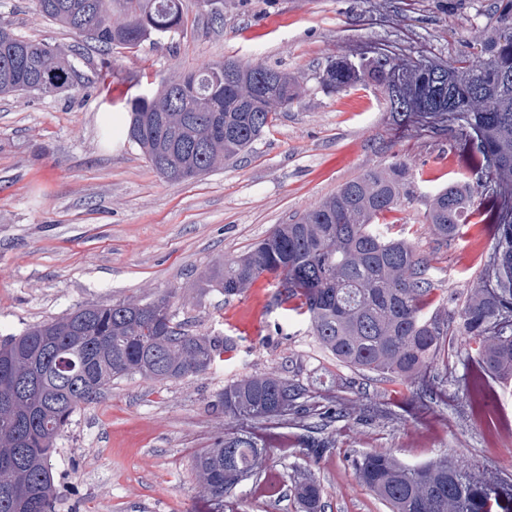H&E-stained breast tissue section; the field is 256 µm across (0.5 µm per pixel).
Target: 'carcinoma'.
Wrapping results in <instances>:
<instances>
[{"label": "carcinoma", "mask_w": 512, "mask_h": 512, "mask_svg": "<svg viewBox=\"0 0 512 512\" xmlns=\"http://www.w3.org/2000/svg\"><path fill=\"white\" fill-rule=\"evenodd\" d=\"M41 15L97 45L100 66L154 36L184 31L183 0H37ZM477 56L451 63L405 65L398 91L415 112L448 114L474 130L482 161L499 172L492 194L512 198V0H495L477 40ZM394 65L387 55L355 64L341 57L323 69L330 93L369 80L380 88ZM87 88L60 49L0 27V96H54ZM300 94L296 79L261 63L225 60L166 81L153 95L127 102L128 137L164 178H197L252 149ZM405 192V168L394 162L345 182L336 194L289 224H278L247 253L208 275L226 298L263 275L278 281L280 306L298 303L313 336L336 361L358 370L414 379L435 362L448 321L429 314L427 263L407 241L386 237L380 221ZM483 192L448 185L427 213L437 239L455 242L479 212ZM494 252L480 283L457 309L458 329L472 344L480 374L512 379V208L495 220ZM232 346L196 336L175 321L171 293L149 303L85 306L26 327L0 341V512H55L51 458L72 417L121 378L172 381L204 374ZM298 387L285 375H257L224 386L212 407L234 419L307 430L310 418L336 416L313 404L297 410ZM265 447L256 433L222 436L195 456L213 497L249 480ZM359 481L389 512L509 510L512 491L448 456L411 466L390 454H367ZM294 492L303 512H318L321 487L303 478Z\"/></svg>", "instance_id": "1"}]
</instances>
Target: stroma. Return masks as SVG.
Segmentation results:
<instances>
[{"label":"stroma","instance_id":"obj_1","mask_svg":"<svg viewBox=\"0 0 512 512\" xmlns=\"http://www.w3.org/2000/svg\"><path fill=\"white\" fill-rule=\"evenodd\" d=\"M184 2L180 35L115 55L106 70L95 44L45 19L36 0H0V26L62 49L88 81L79 97H0V338L78 307L146 303L170 290L176 321L236 346L204 375L114 381L76 413L52 458L56 512H302L293 487L305 474L322 487L321 512H388L355 473L369 453L416 465L445 452L512 480V380L486 379L493 398L477 412L463 365L469 346L454 319L493 252L494 226L471 216L446 246L426 220L440 188L490 187L497 172L469 168L476 135L457 121L411 112L396 122L374 83L337 93L320 84L339 56L451 62L472 54L492 0ZM215 8L224 16L218 27L208 22ZM227 58L288 71L301 87L244 158L169 181L126 129L104 142L102 113ZM396 161L406 166L409 193L385 222L427 260L431 310L448 321L437 361L420 379L338 363L303 317L275 306L272 278L229 299L209 285L219 261ZM265 373L288 375L333 406V422L307 434L212 411L226 384ZM243 430L265 445L256 474L212 497L194 457Z\"/></svg>","mask_w":512,"mask_h":512}]
</instances>
